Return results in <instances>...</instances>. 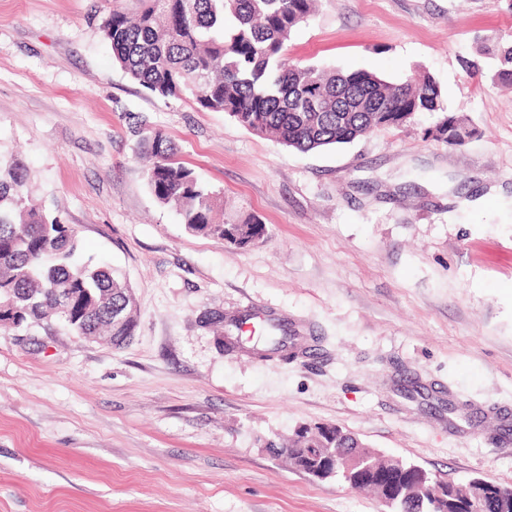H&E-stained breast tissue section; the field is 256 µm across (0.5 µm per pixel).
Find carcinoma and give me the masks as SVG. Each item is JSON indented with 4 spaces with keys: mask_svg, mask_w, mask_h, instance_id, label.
<instances>
[{
    "mask_svg": "<svg viewBox=\"0 0 512 512\" xmlns=\"http://www.w3.org/2000/svg\"><path fill=\"white\" fill-rule=\"evenodd\" d=\"M115 6L100 31L121 68L152 95L190 99L201 110L223 112L258 136L302 153L350 144L376 129L400 128L420 112L440 114L427 137L460 146L471 130L447 114L431 78L392 83L368 70L341 71L288 61L286 42L308 20L315 0H132ZM495 78L512 83V44L497 52ZM152 159L146 172L151 194L174 209L186 228L245 247L263 238L255 219L213 223L218 194L199 182L177 159V145L161 130L144 139ZM28 172L17 159L0 164V331L29 330L62 322L77 336L106 333L112 346L127 345L136 329V298L125 277L78 258V235L37 204L28 191ZM296 336L282 325L256 341L262 356L283 361ZM274 457L297 459L299 448H334L352 454L365 448L354 434L335 425L303 426L288 449L265 441ZM363 472L357 488H410L421 477L404 463L393 471ZM484 496H457L438 506L402 495L392 512H512V488L486 482Z\"/></svg>",
    "mask_w": 512,
    "mask_h": 512,
    "instance_id": "1",
    "label": "carcinoma"
}]
</instances>
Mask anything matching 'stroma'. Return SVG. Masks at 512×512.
<instances>
[{"mask_svg":"<svg viewBox=\"0 0 512 512\" xmlns=\"http://www.w3.org/2000/svg\"><path fill=\"white\" fill-rule=\"evenodd\" d=\"M112 4L0 0V157L138 301L120 350L58 322L0 333V512H388L261 445L318 423L512 487V84L491 55L512 0H319L292 62L428 75L473 135L427 139L425 112L309 153L145 91L102 39ZM137 118L222 197L219 221L263 239L191 233L159 204ZM247 311L299 356L220 348L205 314Z\"/></svg>","mask_w":512,"mask_h":512,"instance_id":"stroma-1","label":"stroma"}]
</instances>
